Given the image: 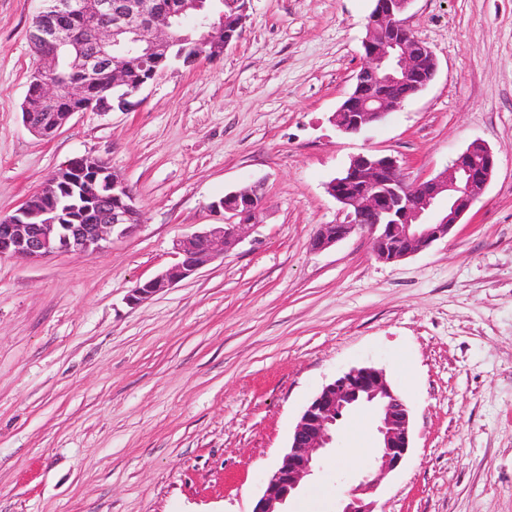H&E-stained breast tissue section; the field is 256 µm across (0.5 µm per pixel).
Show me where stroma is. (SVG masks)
Returning <instances> with one entry per match:
<instances>
[{
    "label": "stroma",
    "mask_w": 512,
    "mask_h": 512,
    "mask_svg": "<svg viewBox=\"0 0 512 512\" xmlns=\"http://www.w3.org/2000/svg\"><path fill=\"white\" fill-rule=\"evenodd\" d=\"M41 0H0V218L69 160H104L140 220L94 253L0 258V512H252L301 413L354 366L384 368L412 448L379 512H512V0H414L434 80L357 135L331 121L363 64L374 0H250L216 61L176 65L126 112L24 125ZM486 143L496 172L447 239L378 261L327 184L368 151L412 180ZM248 234L140 305L173 242L254 181ZM343 419L288 512H336L370 456Z\"/></svg>",
    "instance_id": "1"
}]
</instances>
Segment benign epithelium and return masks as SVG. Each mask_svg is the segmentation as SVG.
<instances>
[{"label": "benign epithelium", "instance_id": "7a95c632", "mask_svg": "<svg viewBox=\"0 0 512 512\" xmlns=\"http://www.w3.org/2000/svg\"><path fill=\"white\" fill-rule=\"evenodd\" d=\"M195 0H179L172 11H150L145 0H92L96 20L79 28L65 24L80 18L87 0H55L50 13H40L31 41L45 47L78 43V67L72 78L42 82L41 76L57 66L52 55L36 53L39 59L30 83L24 123L36 136L48 139L66 125L80 108L72 103L87 96L98 73L109 71L111 87L123 88L120 105L103 111L126 109L130 99L145 86H125V72L138 49L154 58L170 49L171 19L190 9ZM414 0H375L366 18L362 41L365 63L354 76L352 92L332 115L344 134L356 135L382 122L397 111L404 100L391 93L401 83L412 94L425 89L434 79L438 62L429 46L420 41L408 24L407 13ZM194 61H209L232 41L224 26L207 18ZM497 168L493 151L485 144L471 143L443 172L427 179L410 181L390 156L361 154L347 170L331 181L328 193L349 211L344 224H323L313 247L325 250L345 239L357 228L372 235L373 253L384 262L404 260L448 236L461 222ZM110 172L97 158L72 159L48 182L64 179L79 189L81 212L74 222L61 221L53 205H22L14 214L0 219V257L38 261L63 252L93 253L111 237H124L135 227L138 213L124 180ZM263 183L256 181L229 192L212 208L231 215L224 224L207 227L176 240V261L130 290L129 301L141 303L193 277L224 255V250L241 239L256 223L263 202ZM357 409L369 410L375 419L377 446L371 470L348 492L340 512H375L381 481L399 470L410 449V408L391 385L383 369L356 367L323 386L302 412L290 437L288 451L268 476L253 512H285L284 506L305 486L318 464V452L328 448L343 417Z\"/></svg>", "mask_w": 512, "mask_h": 512}]
</instances>
